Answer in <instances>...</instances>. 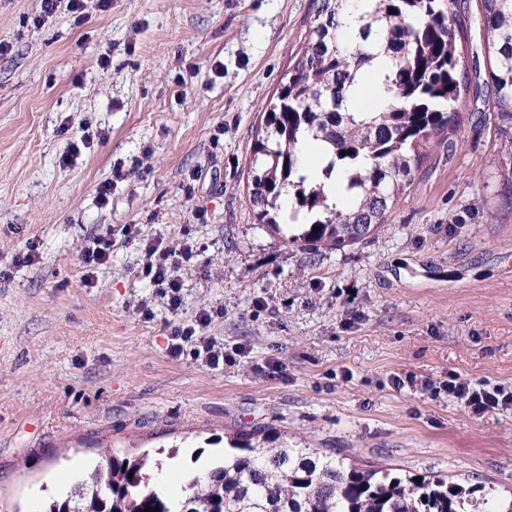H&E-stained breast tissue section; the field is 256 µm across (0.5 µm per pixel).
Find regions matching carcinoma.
Returning a JSON list of instances; mask_svg holds the SVG:
<instances>
[{
  "mask_svg": "<svg viewBox=\"0 0 512 512\" xmlns=\"http://www.w3.org/2000/svg\"><path fill=\"white\" fill-rule=\"evenodd\" d=\"M485 78L462 56L465 0H313L296 61L251 145L249 200L271 229L303 221L291 236L310 249L343 248L375 236L394 201L413 184L432 144L453 152L464 122L494 120L501 199L512 205V0H482ZM384 74L367 81L374 64ZM491 99L487 115L461 111L468 95ZM329 146L326 178L339 172L350 198L329 202L324 184L300 173L302 145ZM291 201L285 214L283 197ZM97 489L76 483L49 512H512V497H473L475 489L438 476L347 465L341 458L287 445L234 442L224 458L194 473L186 494L146 488L144 463L104 451Z\"/></svg>",
  "mask_w": 512,
  "mask_h": 512,
  "instance_id": "obj_1",
  "label": "carcinoma"
}]
</instances>
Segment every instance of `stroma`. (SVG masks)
Here are the masks:
<instances>
[{
    "label": "stroma",
    "instance_id": "stroma-1",
    "mask_svg": "<svg viewBox=\"0 0 512 512\" xmlns=\"http://www.w3.org/2000/svg\"><path fill=\"white\" fill-rule=\"evenodd\" d=\"M312 7L87 0L79 25L0 0V512H48L107 448L164 490L168 464L187 481L244 429L257 446L512 493V410L480 418L390 383L512 382V206L492 126L432 149L366 242L309 251L255 219L251 144ZM96 236L112 258L88 286ZM149 242L193 248L178 312L141 274ZM32 243L37 262L17 264ZM203 311L207 335L243 349L236 363L170 355ZM112 255V240L105 236L93 237L83 252V263L85 267H93L91 272L85 274V283L93 284L92 277L94 269L99 265L108 263ZM91 274V275H90Z\"/></svg>",
    "mask_w": 512,
    "mask_h": 512
}]
</instances>
